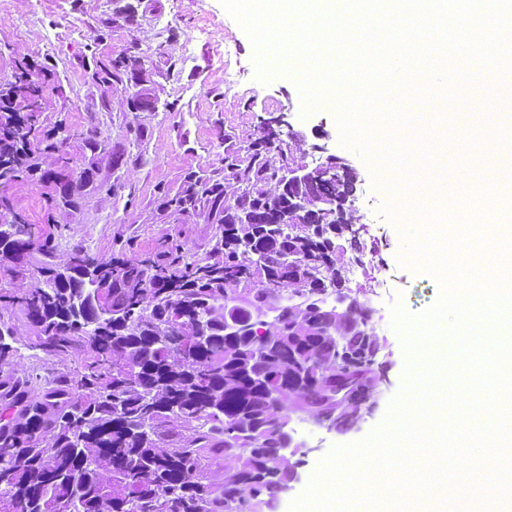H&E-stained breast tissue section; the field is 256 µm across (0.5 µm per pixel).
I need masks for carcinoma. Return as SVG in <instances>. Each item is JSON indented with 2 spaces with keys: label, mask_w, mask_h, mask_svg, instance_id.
<instances>
[{
  "label": "carcinoma",
  "mask_w": 512,
  "mask_h": 512,
  "mask_svg": "<svg viewBox=\"0 0 512 512\" xmlns=\"http://www.w3.org/2000/svg\"><path fill=\"white\" fill-rule=\"evenodd\" d=\"M122 67L115 59L92 80L110 84ZM17 82L26 115H0L1 142L36 134L40 88L24 71ZM273 145L251 143L242 165L224 156L243 186L233 198L219 183L207 188L213 209L229 201L255 218L224 223L214 261L151 274L135 261H97L93 287L83 269L89 257L76 254L62 267L44 262L42 284L16 297L46 352L79 345L86 357L39 400L0 383V403L13 410L0 426V449H8L0 454V512H50L56 501L72 512H245L250 500L282 490L292 471L282 441L288 408L339 428L381 388L368 313L325 307L327 289L341 292L345 279L286 262L320 249L322 217L312 211L292 228L279 223L288 200ZM20 171L15 155L1 151L0 187ZM355 191L350 175L311 189L330 198ZM336 227L330 256L343 266L365 246L348 220ZM32 244L26 222L0 228L4 259ZM284 290L302 302L272 306Z\"/></svg>",
  "instance_id": "cac0c4a2"
}]
</instances>
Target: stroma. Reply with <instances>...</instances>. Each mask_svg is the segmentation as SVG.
Segmentation results:
<instances>
[{"instance_id":"stroma-1","label":"stroma","mask_w":512,"mask_h":512,"mask_svg":"<svg viewBox=\"0 0 512 512\" xmlns=\"http://www.w3.org/2000/svg\"><path fill=\"white\" fill-rule=\"evenodd\" d=\"M254 53L221 0H0V86H9L23 68L42 88L38 136L26 148L38 172L0 190L7 199L0 222L20 215L31 224L35 244H48L58 263L77 252L98 261L204 263L214 259L223 226L205 197L190 193L191 173L223 181L225 153L246 159L265 119L281 112L293 128L278 141L286 159L316 165V144L346 158L357 175L351 218L365 228L364 259L374 267L369 275L346 271V292L369 311L387 380L371 413L350 427L330 431L306 413L292 414L295 473L287 490L262 496L254 507L290 512L333 448L355 445L386 422L392 400L409 381L391 308L400 303L409 314L425 312L439 299V283L404 260V235L384 212L395 198L343 143L333 107L304 113L294 75L259 79ZM115 58L126 65L122 82L93 83L96 66ZM228 65L238 81L232 92L224 89ZM456 109L468 116L455 130L465 147L512 126V105L501 117L473 115L463 86ZM92 130L105 148L87 145ZM42 259L32 253L17 274L0 265V327H13L18 338L0 381L25 383L36 399L47 384L71 376L83 358L74 349L47 355L25 313L9 301L37 285Z\"/></svg>"}]
</instances>
